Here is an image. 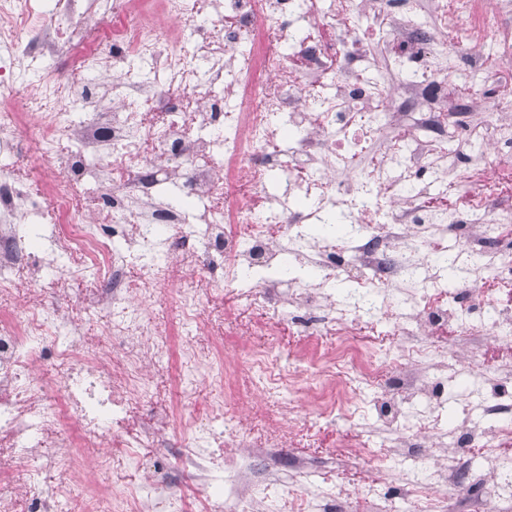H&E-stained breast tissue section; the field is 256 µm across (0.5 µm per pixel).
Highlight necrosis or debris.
<instances>
[{
    "mask_svg": "<svg viewBox=\"0 0 512 512\" xmlns=\"http://www.w3.org/2000/svg\"><path fill=\"white\" fill-rule=\"evenodd\" d=\"M510 12L512 0H0V153L21 157L0 169V512H275L278 472L309 468L284 423L305 381L281 357L293 312L315 320L297 336L322 409L369 392L402 465V508L381 512H512V459L479 479L472 467L473 447L512 436V399L488 391L475 356L431 340L451 324L512 339V303L484 287L512 283V205L480 193L470 214L427 206L433 182L458 184L449 136L470 167H512L507 103L472 122L448 93L490 73L470 33L512 57ZM107 60L109 110L98 83L70 85ZM90 182L104 188L92 212ZM169 182L182 202L161 198ZM326 224L344 230L317 234ZM87 277L93 291L70 307L69 279ZM221 292L262 313L241 328L261 339L253 388L279 408L261 432L224 411L238 365L205 309ZM168 294L174 330L154 311ZM98 318L110 342L89 334ZM172 359L168 411L114 434ZM461 377L481 400L439 453L435 421ZM143 446L180 448L174 474L141 461ZM124 465L133 480L99 483ZM50 469L60 482H45Z\"/></svg>",
    "mask_w": 512,
    "mask_h": 512,
    "instance_id": "1",
    "label": "necrosis or debris"
}]
</instances>
